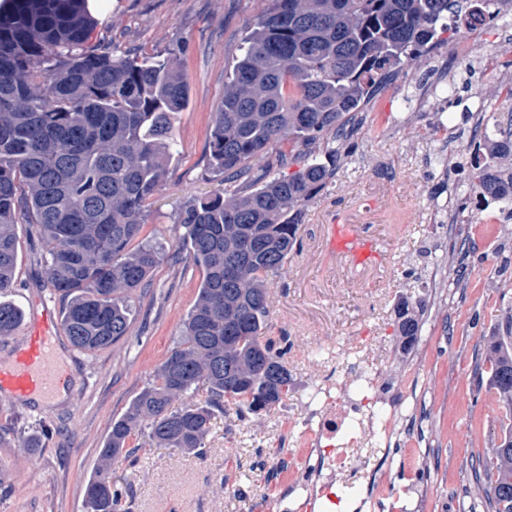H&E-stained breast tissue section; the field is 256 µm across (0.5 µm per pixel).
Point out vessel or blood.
Here are the masks:
<instances>
[{"label":"vessel or blood","mask_w":512,"mask_h":512,"mask_svg":"<svg viewBox=\"0 0 512 512\" xmlns=\"http://www.w3.org/2000/svg\"><path fill=\"white\" fill-rule=\"evenodd\" d=\"M326 251L344 259L351 270L379 265L384 257L378 240L367 234L349 215L336 214L327 226ZM30 334L6 367H0V393L21 402L42 401L50 405L66 376L56 361L58 338L50 309L32 317Z\"/></svg>","instance_id":"obj_1"}]
</instances>
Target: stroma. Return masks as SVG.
<instances>
[{"instance_id":"stroma-1","label":"stroma","mask_w":512,"mask_h":512,"mask_svg":"<svg viewBox=\"0 0 512 512\" xmlns=\"http://www.w3.org/2000/svg\"><path fill=\"white\" fill-rule=\"evenodd\" d=\"M268 0H102L89 43L104 50L173 58L189 88L177 116L178 152L164 186L151 199L140 242L162 247L147 283L130 294L129 333L95 352L59 339L67 373L64 396L28 408L0 394V512H86L85 489L101 463L113 420L121 417L180 339L201 275L182 243L179 216L192 199L223 191L209 167L211 114L224 100L249 24ZM512 26L460 28L415 58L356 113L339 143L336 175L307 206L298 245L268 277L266 333L286 338L285 364L295 389L256 414L234 405L216 414L202 453L130 440L135 459L109 463L125 512H251L282 488L271 469L282 453L303 455L296 422L324 359L347 343L368 346L367 360L397 389L409 413L386 436L355 452L336 483L364 500L363 512H484L471 482L475 457L490 454L512 431L485 359L512 306V220L497 208L475 224L458 213L469 185V143L476 123H506L512 100ZM452 85L458 97L446 98ZM375 206L363 210L365 200ZM352 212L388 251L386 268L350 271L323 249L331 215ZM18 259L0 299L23 313L65 301L48 283L45 245L33 225L17 220ZM470 246L458 270L440 262L458 235ZM423 299L421 334L406 343L398 306Z\"/></svg>"}]
</instances>
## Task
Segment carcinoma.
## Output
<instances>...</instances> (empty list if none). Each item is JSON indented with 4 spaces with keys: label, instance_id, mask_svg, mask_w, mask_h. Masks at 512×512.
I'll return each instance as SVG.
<instances>
[{
    "label": "carcinoma",
    "instance_id": "cac0c4a2",
    "mask_svg": "<svg viewBox=\"0 0 512 512\" xmlns=\"http://www.w3.org/2000/svg\"><path fill=\"white\" fill-rule=\"evenodd\" d=\"M512 0H269L212 113L211 168L224 181L250 174L255 157L274 150L303 156L288 178L259 174L255 189L190 201L183 238L201 269L199 296L182 339L112 422L107 461L135 449V433L164 448L198 451L213 412L233 401L241 412L271 408L292 389L281 343L265 336L267 277L297 245L305 206L336 170L331 143L374 89L403 64L437 46L457 24L483 18ZM98 24L89 0H12L0 10V293L17 262L16 215L37 225L49 256V284L68 298L62 325L70 343L96 351L128 335L129 294L161 261L156 245L137 247L150 198L178 152L175 115L189 104L171 59L96 51L86 46ZM473 146L471 187L512 218V128ZM401 335H418L406 303ZM23 319L0 301V337ZM490 371L512 413V309L489 345ZM204 387L203 403L172 407ZM486 512H512V432L472 466ZM87 512H121V492L100 466L86 486Z\"/></svg>",
    "mask_w": 512,
    "mask_h": 512
}]
</instances>
